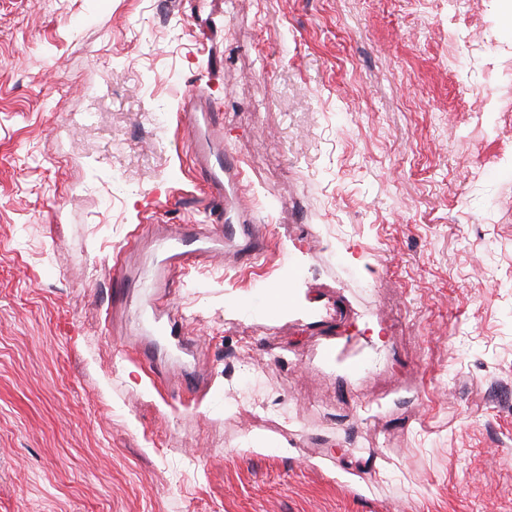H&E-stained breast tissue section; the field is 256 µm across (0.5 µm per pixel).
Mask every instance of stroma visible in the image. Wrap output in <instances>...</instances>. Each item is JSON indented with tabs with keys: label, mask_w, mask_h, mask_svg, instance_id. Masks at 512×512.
<instances>
[{
	"label": "stroma",
	"mask_w": 512,
	"mask_h": 512,
	"mask_svg": "<svg viewBox=\"0 0 512 512\" xmlns=\"http://www.w3.org/2000/svg\"><path fill=\"white\" fill-rule=\"evenodd\" d=\"M188 97L267 244L148 369ZM0 512H512V0H0Z\"/></svg>",
	"instance_id": "stroma-1"
}]
</instances>
